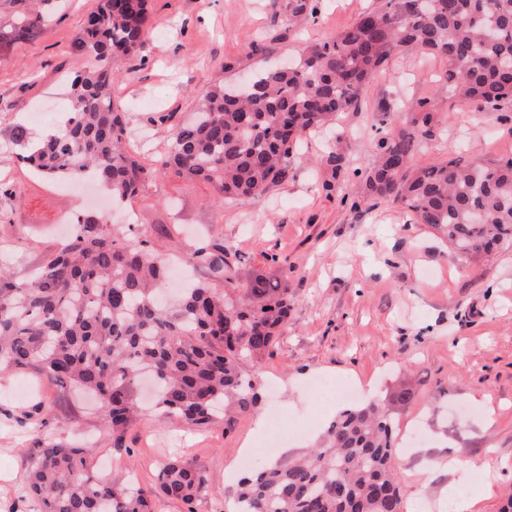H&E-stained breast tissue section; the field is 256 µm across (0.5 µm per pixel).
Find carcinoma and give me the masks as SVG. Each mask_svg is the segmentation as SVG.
<instances>
[{
	"instance_id": "1",
	"label": "carcinoma",
	"mask_w": 512,
	"mask_h": 512,
	"mask_svg": "<svg viewBox=\"0 0 512 512\" xmlns=\"http://www.w3.org/2000/svg\"><path fill=\"white\" fill-rule=\"evenodd\" d=\"M47 0H0L15 24L0 47L35 37ZM148 0H100L73 42L91 66L71 81L67 118L37 145L27 127L10 139L35 174L88 175L114 201L150 195L168 176L207 184L212 203L248 198L280 183L300 137L358 106L366 85L395 54L423 51L447 62L448 93L479 112L512 104V0H385L339 35L307 46L294 64L264 72L245 96L215 82L195 118L171 130L168 148L150 161L131 153L124 113L112 100L120 62L147 34ZM289 24L314 17L313 0H283ZM414 141L402 129L379 139L365 189L408 209L416 224L443 237L463 257L512 247V159L486 165L452 158L416 168ZM172 224H109L79 215L70 238L26 277L0 270V369L36 365L46 378L94 393L104 424L122 439L138 412V373L150 374L162 420L195 428L252 411L256 383L242 364L272 352L291 310L288 284L257 276L235 285L222 239L189 244L188 260L209 281L169 305L161 252ZM388 399L336 413L317 446L241 480L232 512H404ZM91 449L48 442L24 450L27 494L39 512H154L161 494L191 504L207 481L188 459L171 460L157 487L116 482L88 467Z\"/></svg>"
}]
</instances>
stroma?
<instances>
[{
  "label": "stroma",
  "mask_w": 512,
  "mask_h": 512,
  "mask_svg": "<svg viewBox=\"0 0 512 512\" xmlns=\"http://www.w3.org/2000/svg\"><path fill=\"white\" fill-rule=\"evenodd\" d=\"M383 0H314L315 20L290 27L281 0H149L150 34L123 63L112 98L128 114L127 135L153 132L164 151L172 125L192 112L222 64L245 68L296 56L334 37ZM98 0H52L50 23L35 39L0 50V180L19 192L0 194L8 216L0 257L26 276L65 238L61 216L77 204L57 183L20 177L7 122L45 136L69 110L68 79L87 68L71 49ZM447 63L428 52L394 56L365 89L359 109L338 113L331 128L307 135L288 160V175L265 195L209 208L206 185L164 184L180 205L181 235L223 238L238 284L287 274L292 309L287 329L259 368L260 401L232 429L158 422L142 409L122 440L99 419L93 397L47 380L38 368L0 373V512H36L25 493L24 449L38 441L92 445V470L150 488L160 465L194 460L208 480L193 506L158 498L159 512H228L249 469L308 448L341 409L322 403L316 383L353 386L363 398L407 388L414 399L394 413L399 436L413 427L423 444L401 448L396 465L405 512H445L441 491L480 497L479 512H499L512 491V248L466 259L402 206L367 198L365 176L380 133L405 129L415 139L412 163L449 158H512V108L478 112L441 89ZM432 112L430 131L412 125L419 107ZM299 427L280 447H267L273 409ZM467 461L451 471L442 459Z\"/></svg>",
  "instance_id": "obj_1"
}]
</instances>
